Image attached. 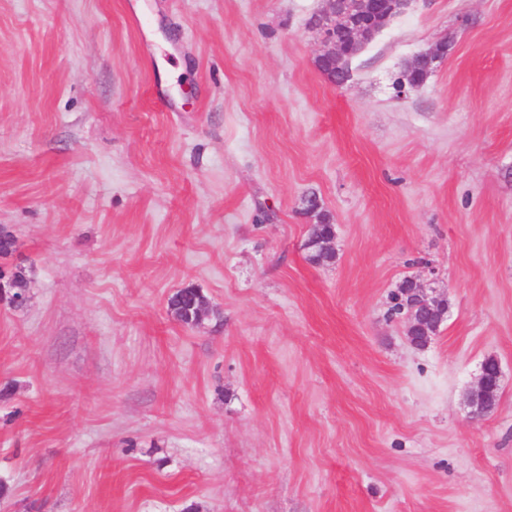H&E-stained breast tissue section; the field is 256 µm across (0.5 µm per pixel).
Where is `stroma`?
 Instances as JSON below:
<instances>
[{"label": "stroma", "mask_w": 512, "mask_h": 512, "mask_svg": "<svg viewBox=\"0 0 512 512\" xmlns=\"http://www.w3.org/2000/svg\"><path fill=\"white\" fill-rule=\"evenodd\" d=\"M327 7L0 0V512H512V0H413L342 86ZM409 280L411 284L409 295L412 296L409 308L413 323L421 325L427 334V325L435 332L443 321L446 310L440 305L439 299L428 297L423 288H418L414 280Z\"/></svg>", "instance_id": "1"}]
</instances>
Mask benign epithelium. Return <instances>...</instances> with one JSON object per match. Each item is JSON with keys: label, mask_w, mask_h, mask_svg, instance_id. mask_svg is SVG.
I'll return each instance as SVG.
<instances>
[{"label": "benign epithelium", "mask_w": 512, "mask_h": 512, "mask_svg": "<svg viewBox=\"0 0 512 512\" xmlns=\"http://www.w3.org/2000/svg\"><path fill=\"white\" fill-rule=\"evenodd\" d=\"M413 0H329L330 7L316 16L313 25L323 36V42L329 46L316 62L328 68L327 76L337 83L348 73V62L356 56L364 45L376 34L388 26L397 16L405 13ZM448 54V45L440 44L419 53L413 66L426 71ZM334 237L321 234L316 225H310L307 248L318 253L333 251ZM409 295L410 316L413 323L437 330L443 321L445 309L439 299L429 297L425 290L411 283ZM501 371H496L494 379H489L486 372H481L473 400L484 399L493 390L499 388Z\"/></svg>", "instance_id": "1"}]
</instances>
